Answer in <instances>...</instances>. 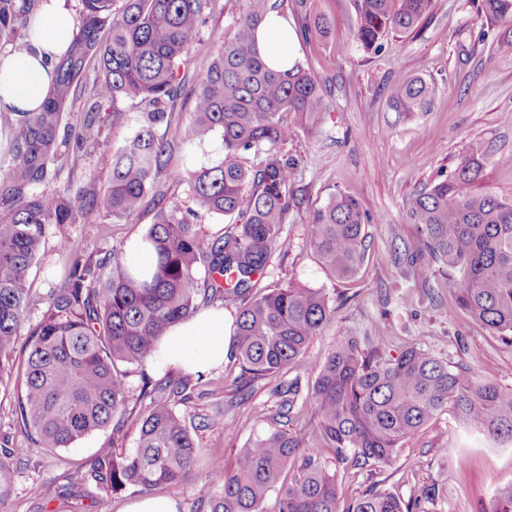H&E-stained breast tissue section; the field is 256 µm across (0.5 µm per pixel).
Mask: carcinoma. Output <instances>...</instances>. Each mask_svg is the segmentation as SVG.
Listing matches in <instances>:
<instances>
[{
	"label": "carcinoma",
	"mask_w": 512,
	"mask_h": 512,
	"mask_svg": "<svg viewBox=\"0 0 512 512\" xmlns=\"http://www.w3.org/2000/svg\"><path fill=\"white\" fill-rule=\"evenodd\" d=\"M209 0H81L79 31L54 69V86L39 110L21 114L13 133L11 168L0 180V380L16 376V414L29 440L46 448H67L127 413L132 399L150 400L140 418L136 447L125 453L101 448L84 476L107 493L134 486L178 487L196 458L193 436L173 405L186 399L187 382L169 376L143 382L131 395L126 372L140 367L178 322L198 312L197 299L238 301L230 357L256 376L272 377L298 363L310 339L330 317L317 288L275 287L252 295L272 254L282 246V224L290 207L293 163L280 152L293 127L283 115L314 124L325 109L317 79L301 64L268 67L256 44V30L272 10L269 0H244L233 36L211 62L194 95V119L180 130L193 146L214 133L224 159L193 173L191 190L207 212L234 217L231 230L216 238L198 232L177 208H158L146 235L156 256L150 275L132 271L124 252L95 260L75 256L48 292L46 311L30 330L29 351L12 358L26 319L29 270L50 224L89 218L95 201L76 204L37 190L58 155L57 131L76 95L87 61H99L102 77L87 109L81 143L98 136L101 103L135 101L139 126L117 153L100 156L112 182L105 207L112 218L143 208L156 176L167 162V143L156 135L165 120L162 105L181 92L177 68L194 40ZM431 0H354L356 38L378 46L388 33L417 27ZM31 0H0V44H15L17 24L28 20ZM490 18L512 17V0H482ZM431 88L420 78L396 86L393 107H423ZM257 163L245 167L239 155ZM486 150L479 145L462 157L453 174L414 193L407 215L415 237L396 252L399 265L424 259L447 275L454 302L490 330L512 338V201L489 191L467 192L483 177ZM368 218L359 202L333 195L315 209L308 237L326 272L344 281L365 257ZM204 277H199V273ZM279 416L290 418L300 400L298 384L276 388ZM314 439L273 430L256 435L240 451L236 468L216 472L210 512H262L260 504L277 485L282 467L298 464L299 478L283 491L281 512H337L336 478L323 462L330 448L340 463L365 468L389 463L404 440L448 403L463 427L494 443L512 444V391L471 374L419 344L396 359L362 347L356 336L339 341L321 366L311 394ZM26 448L0 447V492L11 486L8 459ZM389 492L358 498L348 512H415ZM493 512H512V484L497 491Z\"/></svg>",
	"instance_id": "carcinoma-1"
}]
</instances>
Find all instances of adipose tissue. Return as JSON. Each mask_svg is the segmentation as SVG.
<instances>
[{
  "label": "adipose tissue",
  "instance_id": "1",
  "mask_svg": "<svg viewBox=\"0 0 512 512\" xmlns=\"http://www.w3.org/2000/svg\"><path fill=\"white\" fill-rule=\"evenodd\" d=\"M74 23L65 0H41L23 52H0V112L38 110L53 88V65L69 50ZM293 30L286 17L270 12L257 30L268 65L288 68ZM232 327L223 312L209 311L173 326L151 358L159 369L202 371L224 361Z\"/></svg>",
  "mask_w": 512,
  "mask_h": 512
}]
</instances>
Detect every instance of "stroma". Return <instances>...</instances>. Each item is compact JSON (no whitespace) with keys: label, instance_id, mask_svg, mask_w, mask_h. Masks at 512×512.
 I'll return each mask as SVG.
<instances>
[{"label":"stroma","instance_id":"35a3bbf8","mask_svg":"<svg viewBox=\"0 0 512 512\" xmlns=\"http://www.w3.org/2000/svg\"><path fill=\"white\" fill-rule=\"evenodd\" d=\"M307 5V13L298 16L291 14L287 0H278L276 9L287 13L296 34L291 51L318 78L327 109L315 126L297 125L282 147L295 163L294 198L283 245L258 290L321 289L332 316L309 342L302 362L277 376L252 377L230 358L218 368L191 373L189 397L175 410L198 446L196 462L180 488L153 489L157 495L173 494L179 512H208L211 473L232 469L253 436L280 427L276 386L295 381L302 394H311L320 366L343 337H368L388 359L417 343L453 370L512 390V339L466 313L449 315L452 298L434 264L394 262L396 248L417 233L406 199L448 178L472 144L489 150L481 189L512 201V18H486L481 0H431L415 30L389 33L379 47L368 49L355 36L354 0H307ZM242 7V0H209L179 69L184 89L167 104V123L156 129L172 146L154 185L162 200L146 201L142 211L122 220L113 219L104 206L111 175L97 158L133 136L140 107L128 101L104 103L95 143L77 146L100 77L98 63L88 62L82 93L68 105L58 129L59 157L49 167L46 185L67 199L78 194L95 199L98 208L85 222L49 226L29 275V323L39 319L49 289L68 263L69 254L57 248L60 238L70 240L71 254L99 259L144 235L158 206L195 208L188 175L220 161L224 145L215 134L190 149L181 144L179 130L193 119L197 80L222 52ZM319 17L329 21L326 32L314 27ZM414 78L431 85L428 104L415 112L395 111V85ZM335 193L356 198L369 218L365 260L348 281L326 273L307 236L311 212ZM145 410V403H137L120 430L107 427L70 447L24 456L12 485L0 495V512H124L140 499L139 491L108 494L82 478L99 449L120 453L135 447L136 416ZM48 482L72 486L75 493L47 501L42 490ZM337 482L343 510L362 494L386 491L405 502L420 500L423 512H492L496 490L512 483V445L470 433L448 408L404 441L393 463L339 469Z\"/></svg>","mask_w":512,"mask_h":512}]
</instances>
